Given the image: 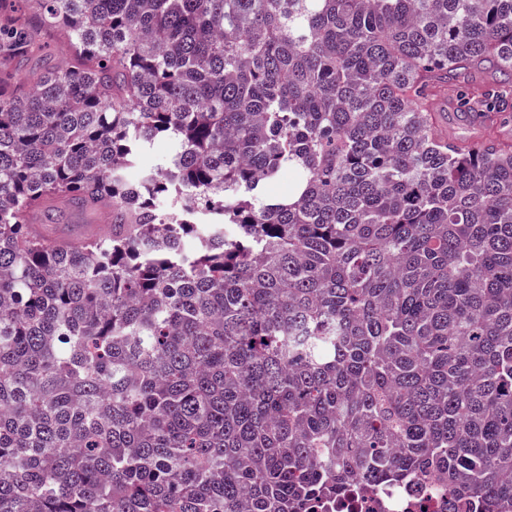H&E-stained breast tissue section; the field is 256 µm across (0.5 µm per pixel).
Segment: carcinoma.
Here are the masks:
<instances>
[{"label":"carcinoma","mask_w":512,"mask_h":512,"mask_svg":"<svg viewBox=\"0 0 512 512\" xmlns=\"http://www.w3.org/2000/svg\"><path fill=\"white\" fill-rule=\"evenodd\" d=\"M511 116L512 0H0V512H512ZM442 109H445V112H447L448 131L471 139H477L484 135L482 131L471 127L466 122V118L458 111L457 103L450 93H448V102ZM426 508V511H423ZM336 512H456L448 495H433L419 485L392 484L352 489L329 506Z\"/></svg>","instance_id":"obj_1"}]
</instances>
